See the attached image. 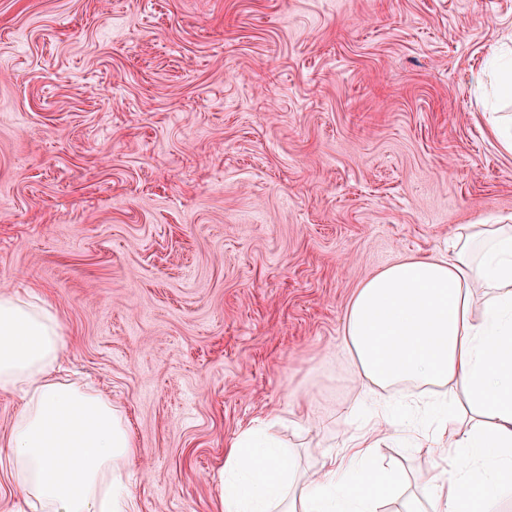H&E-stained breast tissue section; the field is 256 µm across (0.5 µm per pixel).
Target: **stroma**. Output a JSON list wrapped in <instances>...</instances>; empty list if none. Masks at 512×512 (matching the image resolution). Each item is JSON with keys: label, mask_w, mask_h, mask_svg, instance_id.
Masks as SVG:
<instances>
[{"label": "stroma", "mask_w": 512, "mask_h": 512, "mask_svg": "<svg viewBox=\"0 0 512 512\" xmlns=\"http://www.w3.org/2000/svg\"><path fill=\"white\" fill-rule=\"evenodd\" d=\"M505 46L512 0H0V293L45 299L125 410L138 512H213L225 448L300 399L319 428L277 436L310 474L388 400L344 316L512 218V106L472 79Z\"/></svg>", "instance_id": "obj_1"}]
</instances>
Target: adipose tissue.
<instances>
[{
	"label": "adipose tissue",
	"mask_w": 512,
	"mask_h": 512,
	"mask_svg": "<svg viewBox=\"0 0 512 512\" xmlns=\"http://www.w3.org/2000/svg\"><path fill=\"white\" fill-rule=\"evenodd\" d=\"M341 341L361 385L461 392L412 415H371L340 454L299 479L277 444L281 417L241 432L224 452L217 512H379L396 478L375 461L383 431L436 459L398 512H500L512 499V224H465L439 258L390 265L357 288ZM57 314L40 297L0 293V394L22 407L5 441L19 495L34 512H136L124 485L138 448L125 412L100 391L58 379ZM484 492L471 502L474 480Z\"/></svg>",
	"instance_id": "obj_1"
}]
</instances>
